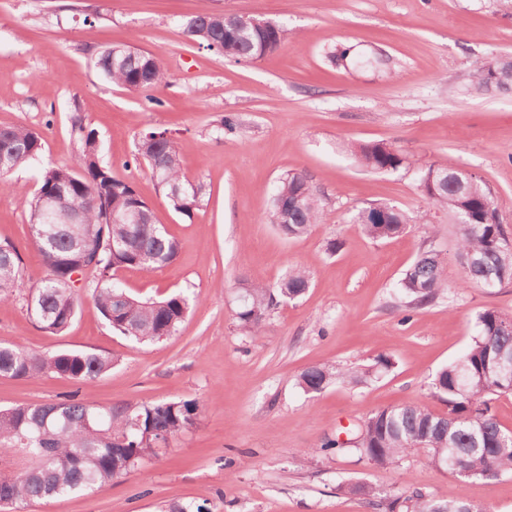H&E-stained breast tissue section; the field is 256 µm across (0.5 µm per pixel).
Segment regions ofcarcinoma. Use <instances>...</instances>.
<instances>
[{"label":"carcinoma","mask_w":512,"mask_h":512,"mask_svg":"<svg viewBox=\"0 0 512 512\" xmlns=\"http://www.w3.org/2000/svg\"><path fill=\"white\" fill-rule=\"evenodd\" d=\"M183 34L198 45L236 61H253L278 50L288 41V28L277 23L265 31L239 30L229 14L202 11L183 24ZM96 64L113 83L146 94L166 80L163 59L153 52H114L102 48ZM473 88L478 94L512 90V61L474 66ZM71 130L80 145L73 166L43 168L38 188L28 202L32 241L43 256L45 275L25 280L22 256L11 242H0V300L28 294L27 311L50 334L63 332L75 318L80 303L73 274L90 273L95 288L91 298L109 327L139 343L174 335L190 309V296L176 291L160 299H144L116 281L122 268L149 273L172 263L179 242L156 223L152 207L132 183L112 177L100 160L101 141L96 129L75 109ZM44 150L42 135L24 125L0 132V153L11 163L0 169L7 181L18 169L36 161ZM348 150L372 171H396L406 157L386 142L358 143ZM136 158L143 159L173 210L190 217L203 201L204 189L182 171L176 139L167 130L141 135ZM428 207L418 223H430L434 209L448 211L460 225L457 251L471 258L463 268L462 284L502 288L512 283V251L503 249L508 231L483 180L468 179L455 168L432 164L421 178ZM56 209L77 208L82 223L62 224L47 211V199ZM142 223L112 220L134 207ZM322 213L309 179L301 172L282 178L272 198V222L287 237H300L321 222ZM354 223L372 239L399 236L410 223L394 206L379 204L357 211ZM445 259L432 246L421 249L404 272L399 288L412 310L428 306L448 290ZM309 273L293 268L273 286L245 285L237 320L242 329L258 332L269 311L282 301L304 295ZM512 312L485 309L477 315L476 332L464 353L440 369L429 383V396L447 407L437 414L426 404H402L371 413L355 435L351 449L379 468L397 467L411 457L462 482L512 476V430L495 414V398L510 394L512 384L497 377L500 362L512 359ZM392 366L386 356L374 364L341 371L325 365L303 370L298 384L307 393H320L333 382L358 385ZM112 368V358L85 351L61 350L52 354L29 351L18 344H0V376L22 379L54 373L90 388ZM200 415L194 400H170L130 405L101 406L78 394L42 404L0 408V507L22 512L29 504L65 494L83 493L112 483L138 466L159 438L169 444L193 428ZM29 461L21 472L10 470V459ZM347 491L360 495L380 512H488L466 497L435 500L422 492L387 493L354 484Z\"/></svg>","instance_id":"carcinoma-1"}]
</instances>
